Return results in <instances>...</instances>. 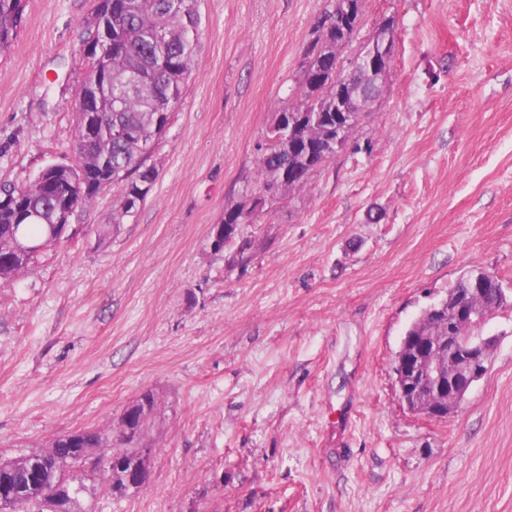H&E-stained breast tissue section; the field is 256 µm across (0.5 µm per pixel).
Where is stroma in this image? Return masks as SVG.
<instances>
[{
    "label": "stroma",
    "mask_w": 512,
    "mask_h": 512,
    "mask_svg": "<svg viewBox=\"0 0 512 512\" xmlns=\"http://www.w3.org/2000/svg\"><path fill=\"white\" fill-rule=\"evenodd\" d=\"M97 0H27L0 51V184L73 164ZM333 0H200L190 88L138 210L102 189L0 283V458L116 426L144 393L145 486L69 469L72 512H512V0H362L394 56L347 147L266 204L252 258L211 246L260 179ZM496 274L497 343L459 411L402 402L408 326L464 272Z\"/></svg>",
    "instance_id": "1"
}]
</instances>
